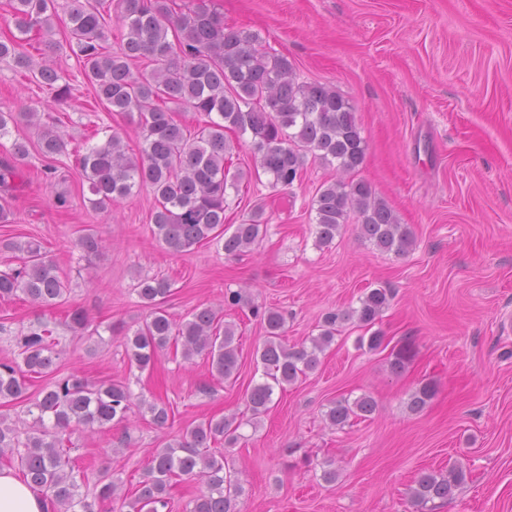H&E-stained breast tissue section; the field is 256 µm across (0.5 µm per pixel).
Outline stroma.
Wrapping results in <instances>:
<instances>
[{
    "mask_svg": "<svg viewBox=\"0 0 512 512\" xmlns=\"http://www.w3.org/2000/svg\"><path fill=\"white\" fill-rule=\"evenodd\" d=\"M210 5L225 25L259 35L266 49L286 56L302 80L333 85L356 106L367 140L358 177L408 225L413 245L400 256L379 251L352 223L332 244L317 245L311 200L335 170L308 165L290 192H278L254 176L250 143L237 138L225 166L248 178L227 191L224 223H241L261 203L265 236L235 258L213 242L171 255L151 236V189L105 212L82 196L76 148L95 127L108 126L136 152L135 121L96 97L75 58L46 59L73 88L61 105L11 59H0V112L37 109L68 143L65 154L44 159L22 120L0 139V159L14 139L27 140L29 149L19 163L25 181L7 197L14 221L0 224V269L13 260L5 242L40 241L71 281L52 313L63 338L59 374L126 381L173 410L161 429L135 412L119 426L75 431L78 483L92 495L101 473H113L120 490L100 510L129 512L157 448L188 425L244 412V392L261 377L255 354L265 336L251 306L280 310L293 345L318 334L323 313L358 307L366 289L386 288L389 304L373 328L346 324L317 368L275 391L256 426L225 448L245 488L237 512H512V0ZM59 196L67 208L55 207ZM88 227L106 242L99 255L74 246ZM154 275L175 283L166 304L174 319L202 304L223 309L239 342L235 381L214 383L205 357L187 361L170 348L151 369L129 367L119 328L145 319L135 288ZM228 290L241 294L239 305H225ZM71 306L101 330L95 353L62 327ZM44 315L26 302L0 301V360L14 356L13 336ZM372 329L411 348L402 372H392L388 351L359 346ZM422 382L433 383L436 395L414 413L407 403ZM364 394L377 403L369 418L342 429L327 425L330 400ZM328 461L337 473L332 484L321 478ZM456 461L467 478L455 497L417 505L418 474L447 471Z\"/></svg>",
    "mask_w": 512,
    "mask_h": 512,
    "instance_id": "obj_1",
    "label": "stroma"
}]
</instances>
